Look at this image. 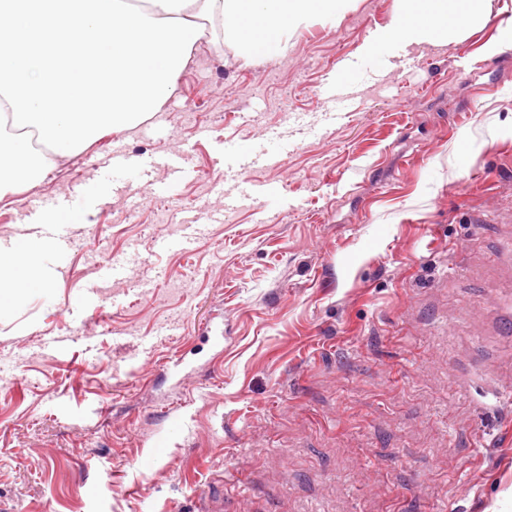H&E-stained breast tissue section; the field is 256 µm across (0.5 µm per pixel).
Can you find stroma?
<instances>
[{
  "label": "stroma",
  "instance_id": "1",
  "mask_svg": "<svg viewBox=\"0 0 512 512\" xmlns=\"http://www.w3.org/2000/svg\"><path fill=\"white\" fill-rule=\"evenodd\" d=\"M399 9L353 0L273 59L205 29L159 112L0 201L4 240L29 202L84 203L56 283L0 323V512L512 501V47L486 54L512 0L379 41Z\"/></svg>",
  "mask_w": 512,
  "mask_h": 512
}]
</instances>
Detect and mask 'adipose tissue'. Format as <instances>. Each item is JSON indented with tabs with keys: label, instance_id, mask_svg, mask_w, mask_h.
Listing matches in <instances>:
<instances>
[{
	"label": "adipose tissue",
	"instance_id": "ef3b65f1",
	"mask_svg": "<svg viewBox=\"0 0 512 512\" xmlns=\"http://www.w3.org/2000/svg\"><path fill=\"white\" fill-rule=\"evenodd\" d=\"M474 2L408 0L407 8L381 32L380 38L424 43L458 36L475 18ZM54 247V242L41 232L7 242L0 240V270L11 273L9 280L0 281V318L16 311L28 295L51 288L57 274L47 266L45 258Z\"/></svg>",
	"mask_w": 512,
	"mask_h": 512
}]
</instances>
